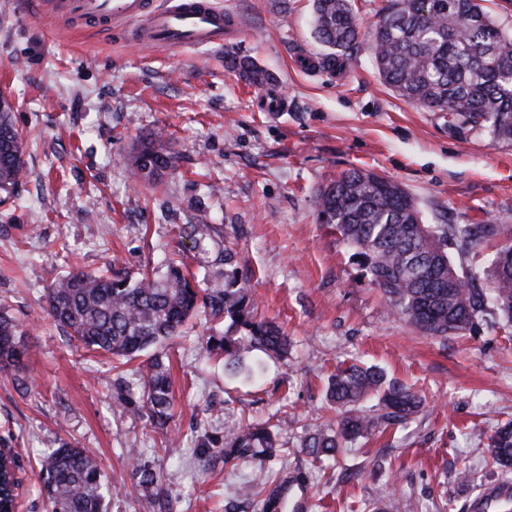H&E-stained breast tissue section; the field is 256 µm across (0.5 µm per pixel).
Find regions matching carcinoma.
Returning <instances> with one entry per match:
<instances>
[{"label":"carcinoma","instance_id":"cac0c4a2","mask_svg":"<svg viewBox=\"0 0 512 512\" xmlns=\"http://www.w3.org/2000/svg\"><path fill=\"white\" fill-rule=\"evenodd\" d=\"M370 34V51L380 79L396 95L446 112L490 142L512 144V32L481 5L483 0H390ZM313 31L330 53L328 63L346 59L360 27L350 0H313ZM227 68L262 86L268 75L246 58L229 55ZM13 107L0 98V197L20 195L24 184V138L12 120ZM173 154L155 139L143 141L130 159L134 181L156 186L172 168ZM317 220L339 234L369 282L383 293L391 314L434 339L462 335L489 302L512 327V224H426L407 190L366 169L352 168L329 179L316 195ZM183 236L206 255L198 273L187 275L182 256L170 253L161 269L94 274L69 270L54 279L46 295L47 314L66 337L86 348L127 361L146 356L140 401L125 408L145 415L164 431L174 418V397L165 362L167 341L187 334L190 319L202 315L207 347L224 368L250 373L247 359L260 352L288 358L290 340L277 325L256 317L257 302L239 273L230 244L216 249L214 224H186ZM500 241L484 272L486 287H469V277L449 252L479 255ZM26 330L0 299V366L22 368ZM326 399L342 409L305 437L303 448L318 467L347 444L415 416L423 398L413 387L387 378L376 366H339L327 380ZM375 404H370V401ZM282 424L240 422L224 438V461L273 455ZM489 449L501 475L512 473V422L490 437ZM138 485H158L142 463V450L126 449ZM44 489L50 512H104L110 492L99 461L88 448L62 442L44 452ZM13 474L0 472V512H11ZM285 483L267 473L253 479L265 492L263 512H274Z\"/></svg>","mask_w":512,"mask_h":512}]
</instances>
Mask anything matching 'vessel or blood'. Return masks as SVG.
I'll use <instances>...</instances> for the list:
<instances>
[{"label": "vessel or blood", "mask_w": 512, "mask_h": 512, "mask_svg": "<svg viewBox=\"0 0 512 512\" xmlns=\"http://www.w3.org/2000/svg\"><path fill=\"white\" fill-rule=\"evenodd\" d=\"M73 15L101 29L122 21L132 24L133 40L171 48L223 45L236 21L212 0H169L166 7L147 10L145 0H63ZM472 512H512V484L486 485L472 500Z\"/></svg>", "instance_id": "obj_1"}]
</instances>
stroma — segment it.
Wrapping results in <instances>:
<instances>
[{"mask_svg":"<svg viewBox=\"0 0 512 512\" xmlns=\"http://www.w3.org/2000/svg\"><path fill=\"white\" fill-rule=\"evenodd\" d=\"M358 46L325 67L311 26L312 0H214L241 31L220 46L169 49L47 10L45 0H0V92L14 104L27 178L21 205L0 208V297L26 329L27 382L0 369V447L21 462L18 512H47L45 449H94L112 494L106 512H262L247 491L258 468L302 475L309 512H375L402 495L403 512H471L501 481L487 438L512 418V334L496 310L445 340L393 316L334 231L316 220L315 196L333 176L372 170L403 185L428 224H512V145H494L395 95L380 80L369 33L387 0H352ZM235 54L275 78L287 104L269 115L258 88L224 66ZM163 134L174 164L157 188L131 184L129 158ZM182 224H220L262 317L292 340L287 361L264 360L255 378L230 375L194 335L167 348L178 447L138 398V362L59 335L41 309L68 266L138 271L163 251L197 254ZM381 367L421 390L425 405L403 426L341 450L325 481L301 448L327 413V379L350 361ZM288 420L273 457L224 462L225 431L241 417ZM162 477L154 502L132 475L126 449ZM470 467L472 483L457 472Z\"/></svg>","mask_w":512,"mask_h":512,"instance_id":"35a3bbf8","label":"stroma"}]
</instances>
